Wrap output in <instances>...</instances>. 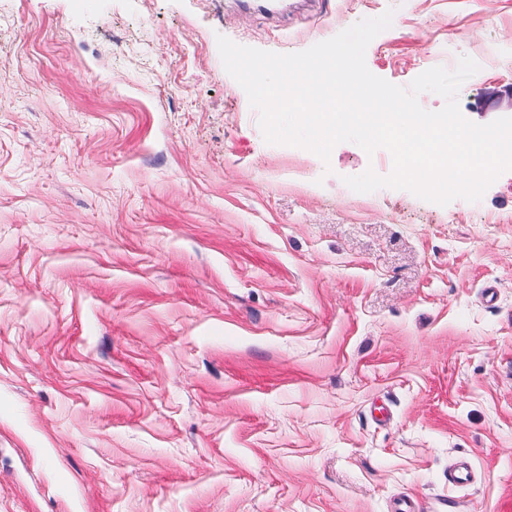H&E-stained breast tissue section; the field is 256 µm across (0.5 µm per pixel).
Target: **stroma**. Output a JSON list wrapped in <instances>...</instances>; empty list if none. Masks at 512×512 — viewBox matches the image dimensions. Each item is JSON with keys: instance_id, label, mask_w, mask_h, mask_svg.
I'll return each instance as SVG.
<instances>
[{"instance_id": "stroma-1", "label": "stroma", "mask_w": 512, "mask_h": 512, "mask_svg": "<svg viewBox=\"0 0 512 512\" xmlns=\"http://www.w3.org/2000/svg\"><path fill=\"white\" fill-rule=\"evenodd\" d=\"M388 10L372 74L512 116V0H0V512H512V170L355 192L218 50Z\"/></svg>"}]
</instances>
